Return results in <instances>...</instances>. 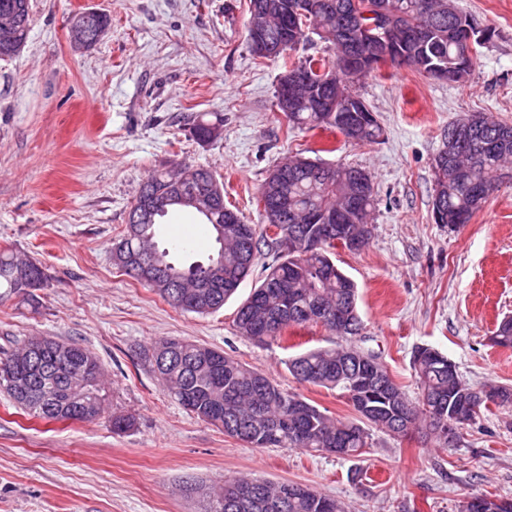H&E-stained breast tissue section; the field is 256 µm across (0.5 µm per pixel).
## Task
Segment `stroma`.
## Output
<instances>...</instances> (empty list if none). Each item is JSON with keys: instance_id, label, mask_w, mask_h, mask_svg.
Instances as JSON below:
<instances>
[{"instance_id": "35a3bbf8", "label": "stroma", "mask_w": 512, "mask_h": 512, "mask_svg": "<svg viewBox=\"0 0 512 512\" xmlns=\"http://www.w3.org/2000/svg\"><path fill=\"white\" fill-rule=\"evenodd\" d=\"M29 38L0 61V249L27 255L49 277L40 306L0 299V350L56 336L100 358L104 413L85 422H46L0 392V512H200L191 483L249 475L311 486L347 512H457L476 495L512 498V410L489 407L459 430L454 448L420 435L372 431L357 458L294 448H253L171 400L139 358L163 337L221 348L344 419L355 413L338 391L297 382L289 352L327 347L313 325L288 332V348L237 335L234 318L270 257L219 311L199 316L170 306L118 270L112 245L141 183L178 162L208 167L224 200L262 224L257 197L269 173L300 155L364 169L376 193L372 235L360 250L336 249L357 285L362 345L380 353L409 396L418 385L416 347L431 346L477 387L512 386V350L494 346L512 317V185L500 184L469 223L432 218L434 158L460 115L485 112L512 123V0H457L498 35L480 46L462 83L403 67L355 82L383 134L356 145L337 133L289 128L275 107L280 61H259L247 37L249 0H31ZM98 10L110 24L91 49L72 51L68 21ZM223 121V137L191 135L198 116ZM173 210L159 227L173 261L207 262L218 246L210 225L176 237ZM134 417L113 432L112 415Z\"/></svg>"}]
</instances>
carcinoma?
Wrapping results in <instances>:
<instances>
[{
  "instance_id": "1",
  "label": "carcinoma",
  "mask_w": 512,
  "mask_h": 512,
  "mask_svg": "<svg viewBox=\"0 0 512 512\" xmlns=\"http://www.w3.org/2000/svg\"><path fill=\"white\" fill-rule=\"evenodd\" d=\"M366 5L372 0H305L321 8L298 23L288 22L281 15L272 14L266 21V36L272 42L283 39L299 41L310 28L321 39L336 45V28L347 21L354 2ZM420 0H379L395 17L396 24L389 31V39L398 45L406 58L392 60V67L407 66L424 74L433 65L453 68L461 52L460 47L448 39V29L469 23L470 15L458 9L448 13V0H432L428 13L419 8ZM30 0H0V15L13 17L11 33L0 32V60L13 58L24 46L30 25ZM413 27L425 33L424 48L419 54L405 43V34ZM307 77V83L295 89L298 110L288 122L293 128L314 131L334 130L347 141L355 144L373 143L383 134L375 112L359 97L349 91L354 80L339 82L330 87L321 81L324 63L307 59L297 64ZM336 99V114L347 112L358 130L347 132L317 109L318 99L324 95ZM192 133L201 143L221 138L223 125L198 120ZM466 154L462 164L435 167L434 194L451 216L472 217L477 208L472 206V193L478 189L493 192L499 182L500 160H512V124L484 118V124L473 131L465 144ZM304 169L288 182V212L281 221L283 231L298 225L293 212L335 206L336 197L353 194L352 183L336 180L329 172L319 177L311 175L322 164L303 159ZM207 178L224 184L207 168L180 163L171 169L153 172L141 184L129 214L149 205L156 210L153 222L135 225L142 236L155 241L161 218L174 208L186 209L197 215L203 224H218L224 218V209L207 214L189 203L192 189L197 182ZM376 194L369 188L360 200V216L356 224H344V231L363 236L367 244L371 236L369 218L374 208ZM254 235L253 243L245 257L238 255L239 246L234 236L224 237V264H216L212 257L206 264L194 262L189 267H179L168 261L167 252L161 251L164 264L182 280L198 277L218 284L216 288L201 289L193 302L183 303L177 289L159 284L145 283L173 307L198 315L218 311L231 298L240 284L252 273L260 244H265L274 254L261 282L247 297L235 314V327L240 336L258 346L273 342H286V333L301 328L310 321L294 317L286 311L278 283H284L295 304L309 307L322 302L328 311L326 330L336 335L338 341L330 347L307 350L285 361L290 374L300 383H308L344 396L357 415V420L336 418L311 404L301 395L288 392L272 379L231 356L220 348L184 338L166 337L154 341L140 352L142 362L152 351H167L172 346L164 367L153 374L161 381L168 396L200 420L224 430L253 448H299L324 452L326 448H344L345 457H359L370 445L369 429L375 428L393 437L408 435L405 423L394 426V419L401 415L413 430L432 441L437 448L448 447L435 433L441 421H451L460 411L459 384L463 382L454 363L436 349L418 348L412 356V368L418 385V397L412 399L390 375L370 349H356V338L362 323L353 317V330L344 334L336 329V312L357 308V286L333 260L334 241L323 240L314 249L299 244L296 249L285 250L280 238L270 236L266 227L247 225ZM17 257L0 251V298L18 297L35 308L39 300L35 291L44 288L48 275L38 263L27 261L24 268L15 265ZM494 344L512 348V318L503 319L493 336ZM372 367L373 376L387 385L384 392H366L354 385L365 380V368ZM103 373L94 352L72 341L56 336H37L26 340L15 350L0 358V390L20 408L32 416L48 422L90 421L99 417L106 401L104 389L93 371ZM18 375L29 381V392L22 395L13 386ZM499 406H512V387L498 386L481 402ZM254 481L249 476L224 478V483L214 484L203 497V512H345L343 505L307 485L262 481L260 495L246 503L234 499L236 485ZM283 502L278 511L268 504Z\"/></svg>"
}]
</instances>
